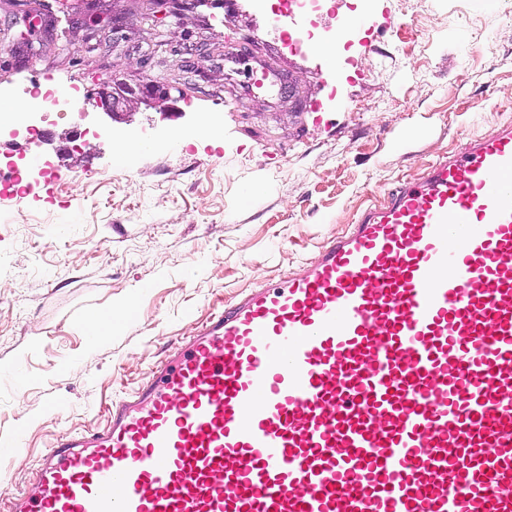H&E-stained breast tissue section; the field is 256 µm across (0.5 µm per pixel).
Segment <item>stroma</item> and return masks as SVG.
Here are the masks:
<instances>
[{"mask_svg":"<svg viewBox=\"0 0 512 512\" xmlns=\"http://www.w3.org/2000/svg\"><path fill=\"white\" fill-rule=\"evenodd\" d=\"M146 3L86 35L106 0H0V103L45 111L35 82L77 105L50 115L41 145L0 125V170L33 183L0 194V448L14 450L0 512L34 490L53 444L103 428L217 309L296 274L400 181L512 122V0H337L320 28L367 23L336 42L332 75L316 50L288 53L266 0H204L197 19H167L189 83L175 114L142 105L115 123L119 142L76 137L86 93L111 74L165 77L144 53ZM221 47L254 59L221 69ZM263 59L301 77L304 98L258 87ZM123 143L142 147L132 164L116 160ZM103 316L111 328L90 334Z\"/></svg>","mask_w":512,"mask_h":512,"instance_id":"35a3bbf8","label":"stroma"}]
</instances>
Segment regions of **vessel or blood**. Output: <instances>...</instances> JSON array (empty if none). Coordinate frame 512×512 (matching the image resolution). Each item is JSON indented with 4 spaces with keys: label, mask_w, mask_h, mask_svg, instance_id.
Masks as SVG:
<instances>
[{
    "label": "vessel or blood",
    "mask_w": 512,
    "mask_h": 512,
    "mask_svg": "<svg viewBox=\"0 0 512 512\" xmlns=\"http://www.w3.org/2000/svg\"><path fill=\"white\" fill-rule=\"evenodd\" d=\"M13 512H512V123L55 443Z\"/></svg>",
    "instance_id": "1"
}]
</instances>
